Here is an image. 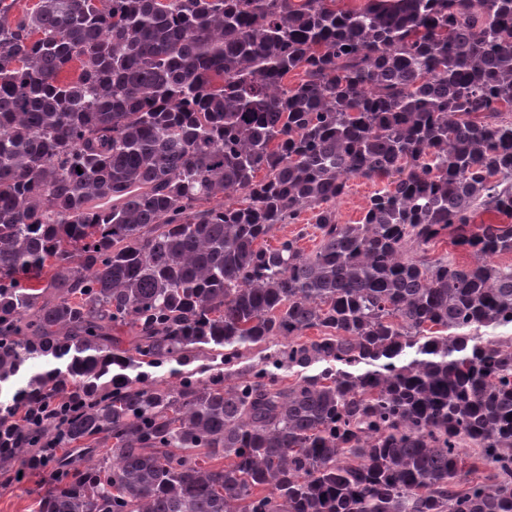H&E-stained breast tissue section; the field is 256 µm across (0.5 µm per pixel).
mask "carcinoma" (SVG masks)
<instances>
[{"label": "carcinoma", "mask_w": 512, "mask_h": 512, "mask_svg": "<svg viewBox=\"0 0 512 512\" xmlns=\"http://www.w3.org/2000/svg\"><path fill=\"white\" fill-rule=\"evenodd\" d=\"M336 2L0 0V482L44 457L37 512H512V223H474L512 218V0ZM359 184L368 185L369 191L356 196L355 189ZM347 186L346 193L336 202V212L342 224H354L360 219L364 206L374 192L381 187V183L364 178H351Z\"/></svg>", "instance_id": "1"}]
</instances>
